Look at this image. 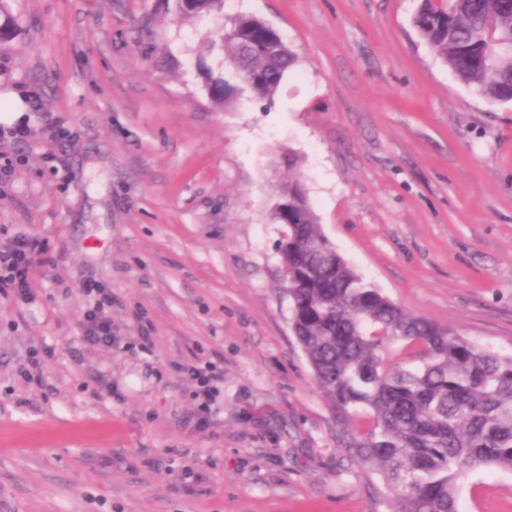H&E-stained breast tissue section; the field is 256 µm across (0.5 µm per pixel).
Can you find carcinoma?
<instances>
[{"label": "carcinoma", "instance_id": "cac0c4a2", "mask_svg": "<svg viewBox=\"0 0 512 512\" xmlns=\"http://www.w3.org/2000/svg\"><path fill=\"white\" fill-rule=\"evenodd\" d=\"M182 15L219 14L224 0H177ZM414 25L436 56L492 105L512 102V0H421ZM14 25L0 0V47ZM205 72L213 105L248 91L273 100L297 58L256 18H234ZM270 220L287 235L291 328L352 458L376 470L391 512H460L470 472L512 471V356L391 302L321 233L299 176ZM371 427L351 430L359 414Z\"/></svg>", "mask_w": 512, "mask_h": 512}]
</instances>
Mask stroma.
I'll return each instance as SVG.
<instances>
[{"label": "stroma", "mask_w": 512, "mask_h": 512, "mask_svg": "<svg viewBox=\"0 0 512 512\" xmlns=\"http://www.w3.org/2000/svg\"><path fill=\"white\" fill-rule=\"evenodd\" d=\"M420 0H8L0 245L45 249L0 295V512H389L294 337L272 186L299 157L321 230L402 308L512 355V104L460 82ZM239 15L298 58L272 104L210 102L203 43ZM112 292L110 348L82 343ZM38 351L32 374L30 351ZM214 368L209 403L188 368ZM461 512H512V471L469 473ZM177 9L186 16L209 15L213 12L220 14L224 9V0H177ZM88 296H94V303L86 310L82 323V341L88 346L112 347L119 338L112 331V321L107 316L112 308V292L102 284H90L82 288Z\"/></svg>", "instance_id": "stroma-1"}]
</instances>
